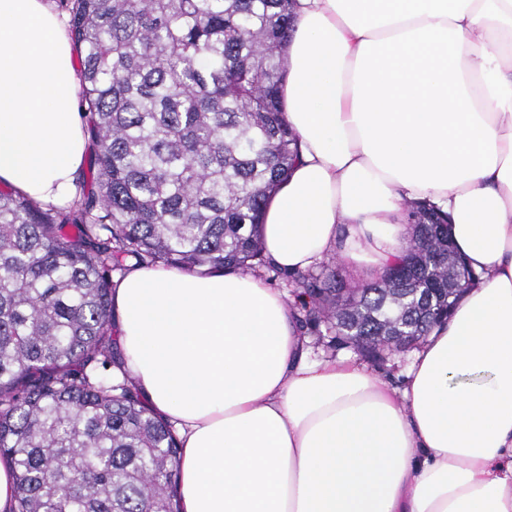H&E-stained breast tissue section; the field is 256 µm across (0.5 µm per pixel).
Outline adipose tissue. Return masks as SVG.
<instances>
[{"mask_svg":"<svg viewBox=\"0 0 512 512\" xmlns=\"http://www.w3.org/2000/svg\"><path fill=\"white\" fill-rule=\"evenodd\" d=\"M286 121L299 157L264 255L385 270L405 213L448 214L477 274L403 392L309 363L262 273L136 267L112 290L125 367L178 430L182 512H512V0H295ZM65 18L0 0V188L74 200L89 135Z\"/></svg>","mask_w":512,"mask_h":512,"instance_id":"adipose-tissue-1","label":"adipose tissue"}]
</instances>
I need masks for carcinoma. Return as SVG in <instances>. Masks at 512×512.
<instances>
[{
  "label": "carcinoma",
  "instance_id": "carcinoma-1",
  "mask_svg": "<svg viewBox=\"0 0 512 512\" xmlns=\"http://www.w3.org/2000/svg\"><path fill=\"white\" fill-rule=\"evenodd\" d=\"M293 0H59L78 51L88 171L71 207L0 189V457L13 512H175L178 442L112 338L129 260L255 272L298 139L283 117ZM404 256L350 285L293 282L308 320L372 359L424 338L476 280L431 205Z\"/></svg>",
  "mask_w": 512,
  "mask_h": 512
}]
</instances>
